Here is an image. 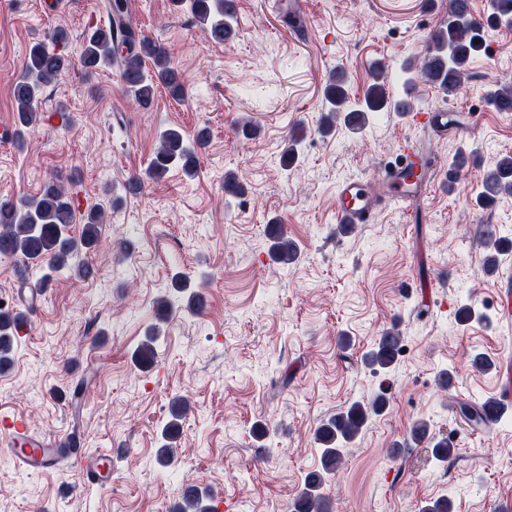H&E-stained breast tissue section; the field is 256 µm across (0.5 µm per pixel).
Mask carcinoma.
Wrapping results in <instances>:
<instances>
[{
	"label": "carcinoma",
	"mask_w": 512,
	"mask_h": 512,
	"mask_svg": "<svg viewBox=\"0 0 512 512\" xmlns=\"http://www.w3.org/2000/svg\"><path fill=\"white\" fill-rule=\"evenodd\" d=\"M173 2L190 13L192 21L208 38L224 43L235 37L238 21L234 0ZM462 2L464 0H449L448 17L430 35L419 62L410 67L412 75L405 81V98L390 101L383 84L375 82L367 86L363 93L364 105L349 110L346 107L349 96L343 86L344 78L338 76L324 88L329 110L320 119V130L328 133L340 120L351 130H361L366 126L369 113L389 105L397 112H405L411 108V96L420 83L448 94L460 87L469 78L471 58L483 46L485 28L512 22V0H492V12L482 21L463 7ZM103 6L108 22L84 33L80 56L82 67L90 74L102 67L117 68L123 86L143 110L154 105L161 88L175 99L185 98V85L166 48L134 29L128 22V0H104ZM68 41L66 30L54 29L49 33L48 41L34 44L24 61L21 74L12 85L15 141L19 145L23 144L25 133L38 120V103L44 93L73 66L72 58L58 51L59 46ZM487 101L497 111L505 105L512 106V81L507 80L490 89ZM210 138L211 130L207 126L197 128L191 135L178 127L163 129L158 137L159 145L145 168V176L160 180L173 167L180 168L190 178L196 176L198 151L207 145ZM501 195H512L511 153L483 171L482 190L477 194V204L488 206ZM75 223L76 211L71 196L64 180L58 175L47 178L37 196L0 197V255L16 257L24 265L15 305L0 304V373L11 365L19 326L27 322L26 310L47 290L57 273L72 268L85 278L93 274V269L85 263L82 255L103 246L104 213L100 210L90 211L77 235L71 233ZM272 225L277 230L267 233V238L274 262L282 266L295 263L299 253L297 244L288 238L284 225L276 221ZM483 238L484 243L495 250L508 242L492 224L484 228ZM156 341L157 335L154 334L135 351L134 359L139 367L146 369L154 363ZM401 348L400 333L387 331L364 355L363 361L376 369H388L396 362ZM488 405L487 400L479 403L460 402L456 410L473 426L481 428L489 424L485 417ZM386 406L387 400L380 394L366 404L353 403L317 427L315 440L321 450L320 467L304 476L293 512H331L330 500L323 489L343 464V447L361 433L370 416L381 414ZM187 410L185 400L177 398L172 401L171 420L163 427V443L156 449V459L162 466L170 464L174 457V443L180 432L179 421L185 417ZM408 440L427 443L436 460L449 462L456 454L450 439L433 436L425 420H418L412 425ZM209 498L206 491L188 485L173 512H213L205 504Z\"/></svg>",
	"instance_id": "carcinoma-1"
}]
</instances>
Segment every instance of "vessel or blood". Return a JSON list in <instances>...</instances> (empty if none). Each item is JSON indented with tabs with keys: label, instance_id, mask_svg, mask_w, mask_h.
Segmentation results:
<instances>
[{
	"label": "vessel or blood",
	"instance_id": "vessel-or-blood-1",
	"mask_svg": "<svg viewBox=\"0 0 512 512\" xmlns=\"http://www.w3.org/2000/svg\"><path fill=\"white\" fill-rule=\"evenodd\" d=\"M422 172L419 182L410 181L408 170ZM435 169V163L420 148L416 139H405L394 163L383 170L384 193H376L358 179H345L336 185V225L349 229L358 224L371 223L375 214L386 202L394 199H408L428 189V177ZM497 308L506 323H512V281L505 274H497ZM498 382L493 396L492 412L502 417L512 409V351L501 352L496 358ZM0 446L23 468L33 472H53L59 464V451L52 443L36 437L28 422L19 416H0ZM89 484L108 486L112 483V457L108 454L95 456L77 455Z\"/></svg>",
	"mask_w": 512,
	"mask_h": 512
}]
</instances>
